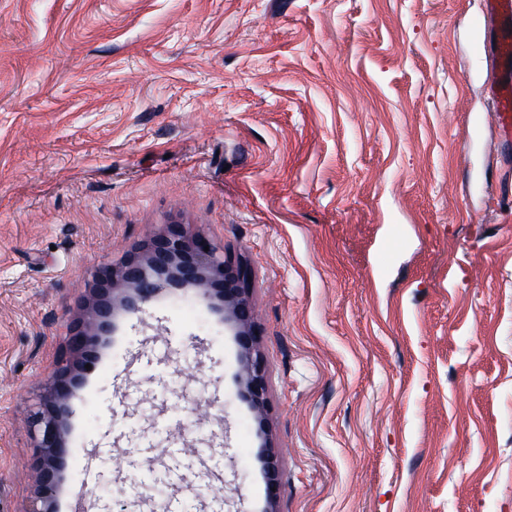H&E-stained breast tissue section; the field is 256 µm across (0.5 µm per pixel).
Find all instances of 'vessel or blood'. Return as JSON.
<instances>
[{"label": "vessel or blood", "mask_w": 512, "mask_h": 512, "mask_svg": "<svg viewBox=\"0 0 512 512\" xmlns=\"http://www.w3.org/2000/svg\"><path fill=\"white\" fill-rule=\"evenodd\" d=\"M479 35L498 134L512 143V0H484Z\"/></svg>", "instance_id": "obj_1"}]
</instances>
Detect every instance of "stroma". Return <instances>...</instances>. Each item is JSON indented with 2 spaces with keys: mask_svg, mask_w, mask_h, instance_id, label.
I'll return each instance as SVG.
<instances>
[{
  "mask_svg": "<svg viewBox=\"0 0 512 512\" xmlns=\"http://www.w3.org/2000/svg\"><path fill=\"white\" fill-rule=\"evenodd\" d=\"M482 0H0V512L68 359L56 505L512 512V146ZM251 272L258 420L218 298L67 338L169 227ZM100 361L96 374L87 370Z\"/></svg>",
  "mask_w": 512,
  "mask_h": 512,
  "instance_id": "obj_1",
  "label": "stroma"
}]
</instances>
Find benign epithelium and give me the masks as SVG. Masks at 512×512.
<instances>
[{"mask_svg": "<svg viewBox=\"0 0 512 512\" xmlns=\"http://www.w3.org/2000/svg\"><path fill=\"white\" fill-rule=\"evenodd\" d=\"M209 250H204V247ZM247 267L232 263L206 237L190 236L178 228L158 238L151 250L142 257L130 259L119 267L104 265L94 275L89 288L92 301L88 307V322L73 329L68 347L73 353H90L97 336L106 331L115 311H138L165 288L175 283L190 287L194 296L209 299L219 297L224 307V321L234 325L243 354L241 385L255 415L266 419L269 408L266 384L267 364L259 351L261 335L250 294L252 282ZM109 285L110 300L98 298L96 285ZM70 366L59 363L50 376L38 409L30 418L35 438L36 457L33 462L37 482L27 512H57V464L68 453V444L58 416L59 404L69 398ZM267 481L270 500L277 498L279 470L272 458L267 461Z\"/></svg>", "mask_w": 512, "mask_h": 512, "instance_id": "obj_1", "label": "benign epithelium"}]
</instances>
